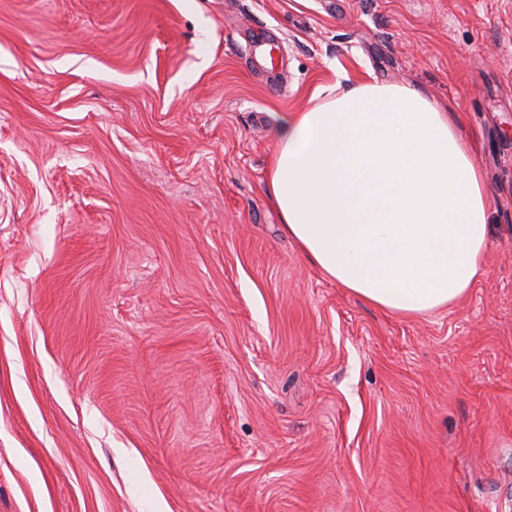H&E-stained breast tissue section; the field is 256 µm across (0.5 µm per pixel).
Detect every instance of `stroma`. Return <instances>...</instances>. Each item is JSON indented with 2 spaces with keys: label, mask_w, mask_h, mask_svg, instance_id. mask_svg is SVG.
I'll return each instance as SVG.
<instances>
[{
  "label": "stroma",
  "mask_w": 512,
  "mask_h": 512,
  "mask_svg": "<svg viewBox=\"0 0 512 512\" xmlns=\"http://www.w3.org/2000/svg\"><path fill=\"white\" fill-rule=\"evenodd\" d=\"M374 81L491 204L424 316L267 191L278 115ZM0 512H512V0H0Z\"/></svg>",
  "instance_id": "obj_1"
}]
</instances>
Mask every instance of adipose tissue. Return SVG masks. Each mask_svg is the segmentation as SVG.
<instances>
[{
    "label": "adipose tissue",
    "mask_w": 512,
    "mask_h": 512,
    "mask_svg": "<svg viewBox=\"0 0 512 512\" xmlns=\"http://www.w3.org/2000/svg\"><path fill=\"white\" fill-rule=\"evenodd\" d=\"M267 184L288 237L375 306L425 315L481 272L482 172L462 125L423 90L363 83L281 115Z\"/></svg>",
    "instance_id": "ef3b65f1"
}]
</instances>
